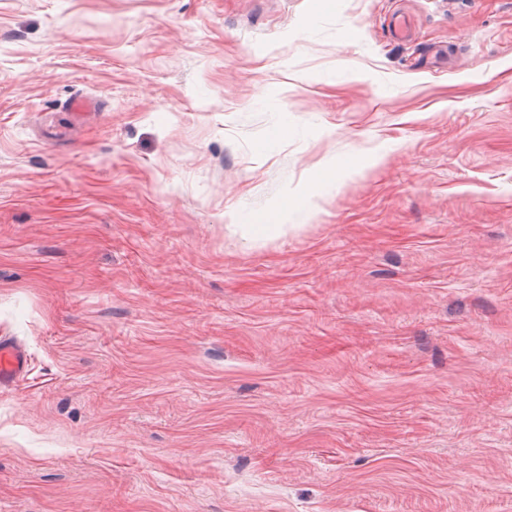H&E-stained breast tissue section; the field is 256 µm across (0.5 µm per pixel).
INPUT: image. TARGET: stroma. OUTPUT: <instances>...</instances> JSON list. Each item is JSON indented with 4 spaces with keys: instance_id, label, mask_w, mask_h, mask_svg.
<instances>
[{
    "instance_id": "stroma-1",
    "label": "stroma",
    "mask_w": 512,
    "mask_h": 512,
    "mask_svg": "<svg viewBox=\"0 0 512 512\" xmlns=\"http://www.w3.org/2000/svg\"><path fill=\"white\" fill-rule=\"evenodd\" d=\"M0 335V512H512V0H0ZM26 369V355L18 347L6 343L4 337L0 336V390L15 386Z\"/></svg>"
}]
</instances>
